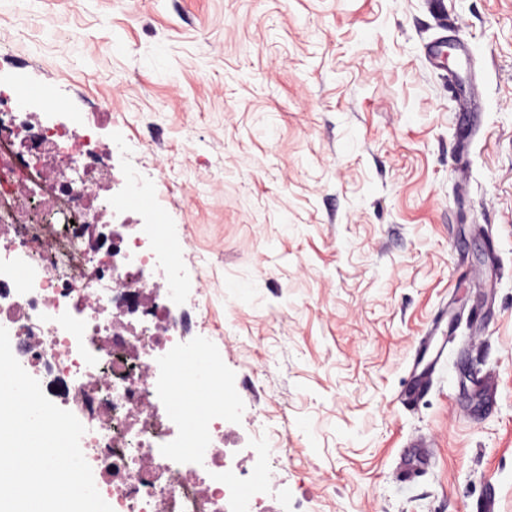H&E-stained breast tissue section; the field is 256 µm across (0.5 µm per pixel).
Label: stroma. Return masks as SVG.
Wrapping results in <instances>:
<instances>
[{
	"mask_svg": "<svg viewBox=\"0 0 512 512\" xmlns=\"http://www.w3.org/2000/svg\"><path fill=\"white\" fill-rule=\"evenodd\" d=\"M19 1L0 84L100 112L132 163L165 147L240 447L283 430L309 512H512V0ZM446 16L468 53L433 64ZM473 59L462 160L448 76ZM423 337L445 353L405 404ZM420 439L432 462L402 478ZM458 105L459 122L465 129H473V127L476 126L477 113L480 112L477 87L474 83H469L467 87L460 92Z\"/></svg>",
	"mask_w": 512,
	"mask_h": 512,
	"instance_id": "obj_1",
	"label": "stroma"
}]
</instances>
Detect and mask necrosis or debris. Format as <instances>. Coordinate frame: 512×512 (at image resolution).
<instances>
[{"mask_svg": "<svg viewBox=\"0 0 512 512\" xmlns=\"http://www.w3.org/2000/svg\"><path fill=\"white\" fill-rule=\"evenodd\" d=\"M97 113L41 122L0 86V326L48 399L70 402L81 450L113 512H281L269 489L286 454L233 449V407L188 424V394L220 377V338L192 331L183 253L158 222L106 225L138 192L142 167L116 168Z\"/></svg>", "mask_w": 512, "mask_h": 512, "instance_id": "obj_1", "label": "necrosis or debris"}]
</instances>
